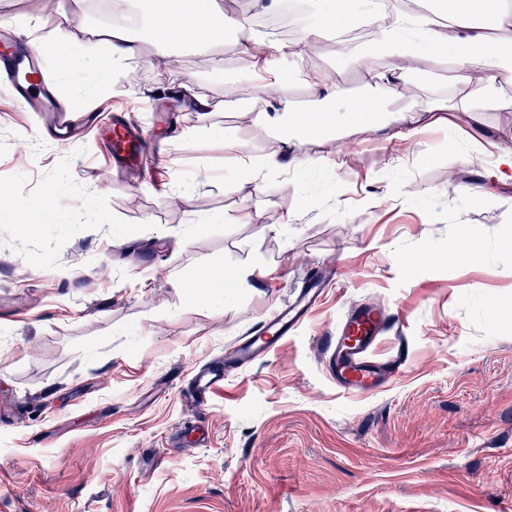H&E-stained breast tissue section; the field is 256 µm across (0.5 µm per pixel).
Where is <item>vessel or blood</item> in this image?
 Wrapping results in <instances>:
<instances>
[{"instance_id": "vessel-or-blood-1", "label": "vessel or blood", "mask_w": 512, "mask_h": 512, "mask_svg": "<svg viewBox=\"0 0 512 512\" xmlns=\"http://www.w3.org/2000/svg\"><path fill=\"white\" fill-rule=\"evenodd\" d=\"M0 83L7 85L12 101L20 106L47 112V121L39 130L44 139L59 144L67 134L93 138L104 152L107 166L119 177L147 165L143 154L145 134L140 127L118 115L103 124L92 113L64 110L53 96L46 69L34 57L20 55L14 35L0 39ZM321 295L317 283H310L263 320L256 337L226 348L223 361L198 368L189 381L194 404L203 406L209 402L215 390L223 386L228 368L263 361L276 351L311 316ZM392 322L389 311L373 302L362 301L347 310L335 336L329 337L324 347L326 370L338 388L357 396H370L384 390L406 369L405 349H398L384 362L372 356L379 337L391 328Z\"/></svg>"}]
</instances>
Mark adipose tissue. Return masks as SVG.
I'll use <instances>...</instances> for the list:
<instances>
[{
	"mask_svg": "<svg viewBox=\"0 0 512 512\" xmlns=\"http://www.w3.org/2000/svg\"><path fill=\"white\" fill-rule=\"evenodd\" d=\"M147 13L153 43L163 58L171 57L178 47L210 49L223 45L229 32L242 34L241 51L251 61L254 100L262 108L265 125L275 127L285 121L290 127L281 147L261 157L253 156L235 131H225L224 147L231 161L252 179L271 172L334 165L333 157L316 151L318 145L333 139L366 142L381 138L398 153H410L419 126L431 116L430 111L411 108L384 112L371 94L344 100V111H336L335 103L342 98L334 70L304 65L299 68L301 82L318 105L296 111L283 92L284 65L297 49L311 48L322 34L321 27L307 31L296 48L254 31L245 18L223 12L215 0H148ZM372 19L380 35L384 70L376 69L371 49L347 40L338 43L339 55L357 72L387 85L414 84L429 74L436 58L450 53L463 73L461 103L455 115L458 122L468 124L482 105L501 103L500 78L512 69V10L503 8L501 0H455L451 5L439 0L429 13L418 16L391 4L373 12ZM79 33L76 26L58 29L50 52L65 76L77 54L103 52L105 66L84 81L86 100L99 107L110 100L116 72L138 56L139 45L122 24L109 26L94 43ZM486 148L495 157L493 168L485 172L483 183L462 191L472 204L487 198L491 186L512 184V131L488 141Z\"/></svg>",
	"mask_w": 512,
	"mask_h": 512,
	"instance_id": "1",
	"label": "adipose tissue"
}]
</instances>
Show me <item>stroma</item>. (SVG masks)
Returning <instances> with one entry per match:
<instances>
[{"label":"stroma","instance_id":"stroma-1","mask_svg":"<svg viewBox=\"0 0 512 512\" xmlns=\"http://www.w3.org/2000/svg\"><path fill=\"white\" fill-rule=\"evenodd\" d=\"M143 9L128 6L141 47L127 63L130 114L152 103L200 131L150 175L101 183L94 145L41 139L37 118L0 84V512H512V186L473 206L461 194L489 162L478 142L512 130V108L425 128L406 156L363 142L333 166L271 173L259 191L224 150L229 128L254 154L280 146L281 131L259 128L262 114L240 125L249 96L224 100L227 77L249 88L248 58L229 40L179 49L175 67L157 69ZM1 16L45 41L61 24L30 20L26 0H0ZM321 44L316 64L335 69L342 98L371 90L338 56L335 35ZM100 64L96 53L76 57L70 78H52L56 99L79 105ZM460 78L442 59L409 93L373 90L394 107L451 105ZM194 81L211 111L176 97ZM173 192L184 208L170 204ZM52 194L68 196L67 211L45 207ZM286 199L293 223L264 229ZM465 232L480 260L451 255ZM77 245L85 259L74 268ZM416 252L431 258L404 265ZM203 259L257 264L264 276L194 304L183 287ZM103 264L111 278L85 288ZM314 267L336 272L324 303L196 407L194 368L253 336ZM357 301L395 314L409 356L367 397L336 388L319 354ZM191 422L208 428L206 446L180 436Z\"/></svg>","mask_w":512,"mask_h":512}]
</instances>
